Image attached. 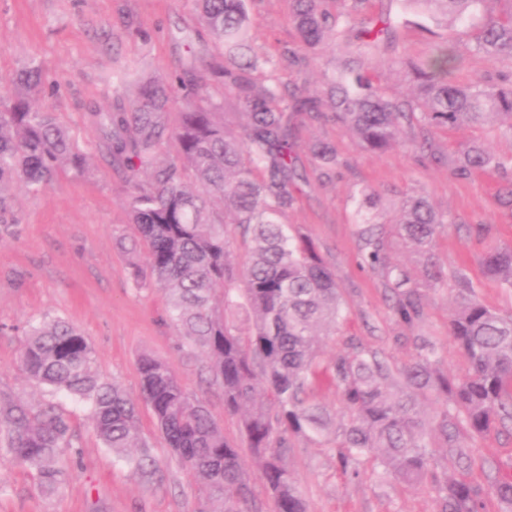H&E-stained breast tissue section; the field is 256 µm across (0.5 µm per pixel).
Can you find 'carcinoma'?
I'll return each instance as SVG.
<instances>
[{
  "mask_svg": "<svg viewBox=\"0 0 512 512\" xmlns=\"http://www.w3.org/2000/svg\"><path fill=\"white\" fill-rule=\"evenodd\" d=\"M331 1L340 5L334 13L321 7ZM247 2L194 0L214 43L211 75L247 117L241 132L224 127L223 102L212 98L191 69L168 79L148 77L129 107L92 113L98 151L127 174L136 237L125 251L143 256L149 271L146 280L135 267V285L151 283L165 293L169 322L208 360L224 395V411L238 418L270 495L271 512H307L287 456L293 438L317 440L331 430L330 411L312 396L320 382L336 387L350 412L348 422L336 429L343 471L368 456L382 478L409 485L431 478L440 512H485L482 488L463 478L448 480V469L469 470L474 448L466 439L512 421V313L487 307L464 278L457 279L451 334L466 352L470 371L455 381L440 368L435 346L419 336L415 359L398 371L382 354L361 346L326 362L319 355V329L341 318V292L331 267L282 217L306 182L295 143L304 117L331 113L373 153L398 143L406 125L411 145L429 156L434 155L433 129L498 122L512 134V75L466 84L452 79L467 56L512 58V12L483 19L474 34L470 27L482 0H404L437 25L452 18L462 27L414 61L398 50L397 26L364 13L367 0H292L297 42L280 51L289 67L298 74L307 71L322 59L327 32L347 34L357 43L356 53L371 47L380 65L409 75L415 95L400 98L386 96L358 56L342 72L324 73L314 91L282 82L277 60L250 40ZM41 76L40 64L28 63L9 78L11 96L0 102V239L14 235L5 216L15 188L37 192L61 171L85 170L86 153L57 114L35 107L43 91ZM164 151L175 156L161 164ZM312 153L319 179H335L336 147L319 142ZM485 170L498 173L503 204L512 208V166L482 144L464 147L450 168L457 177ZM358 200L363 262L387 272L380 227L370 217L375 193L362 189ZM399 209L398 234L431 257L439 228L452 220L422 193L404 197ZM226 215L251 243L242 263L224 235ZM483 267L487 276L512 288V245H489ZM218 285L223 286L219 297ZM391 290L396 318L411 324L422 315L421 298L405 277ZM24 336L20 361L28 377L87 404L103 447L141 478L152 479L157 468L138 431L140 401L150 407L179 465L197 485V512H262L241 448L203 402L185 391L166 361L141 359L136 401L100 379L92 346L70 322H32ZM431 397L439 407L429 416L419 400ZM435 434L453 443L441 467L430 450ZM70 447V421L55 404L33 406L0 397V449L35 469L40 487L54 490L66 482ZM492 496L512 507V480L494 483Z\"/></svg>",
  "mask_w": 512,
  "mask_h": 512,
  "instance_id": "obj_1",
  "label": "carcinoma"
}]
</instances>
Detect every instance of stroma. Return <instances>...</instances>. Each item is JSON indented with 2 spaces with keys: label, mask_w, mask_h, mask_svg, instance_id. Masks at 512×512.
<instances>
[{
  "label": "stroma",
  "mask_w": 512,
  "mask_h": 512,
  "mask_svg": "<svg viewBox=\"0 0 512 512\" xmlns=\"http://www.w3.org/2000/svg\"><path fill=\"white\" fill-rule=\"evenodd\" d=\"M290 9V0H252L249 26L256 45L276 53L295 43ZM366 13L398 24L401 50L414 60L454 34L450 27L432 28L426 17L405 16L399 0H368ZM212 52V38L198 22L192 0H0V78L30 60L40 62L46 87L37 99L39 109L57 113L89 155L86 174L66 170L39 192L15 190L16 232L0 240V395L32 404L55 400L74 431L70 476L52 492L39 487L34 471L0 450V512H196L198 505L195 484L148 406H141L138 426L159 463V479L152 483L141 481L103 448L85 408L51 397L27 377L18 356L22 329L30 321L62 318L77 326L95 350L101 376L134 399L140 395V356L163 358L183 387L205 402L226 436L240 437L235 418L224 413L207 359L167 322L163 292L133 281L129 257L117 244L136 234L127 209L129 186L100 157L88 119L91 108L128 104L138 78L202 67ZM318 140L333 142L338 152L336 178L326 183L318 181L308 150ZM472 141L503 161L512 160V135L493 124L433 130L435 161L401 144L380 154L366 151L328 116L299 126L307 182L284 221L298 226L333 267L345 307L343 324L321 340L324 360L352 339L401 368L413 360V339L421 336L437 347L450 376L468 374L469 359L450 332L454 291L427 287L419 256L395 234L398 204L413 190L426 193L450 218L436 240L438 265L447 275L463 274L489 308L512 311V288L485 275L482 265L490 242L512 243V209L497 199L499 178L492 171L466 178L448 171L455 154ZM362 187L379 198L378 220L391 263L418 285L424 308L413 325L392 314L386 280L360 265L354 194ZM473 445L472 482L486 489L512 476V424L495 426ZM338 453L332 437L321 443L293 441L287 461L307 512H438L432 483L409 488L381 482L365 464L355 476L342 471Z\"/></svg>",
  "instance_id": "1"
}]
</instances>
